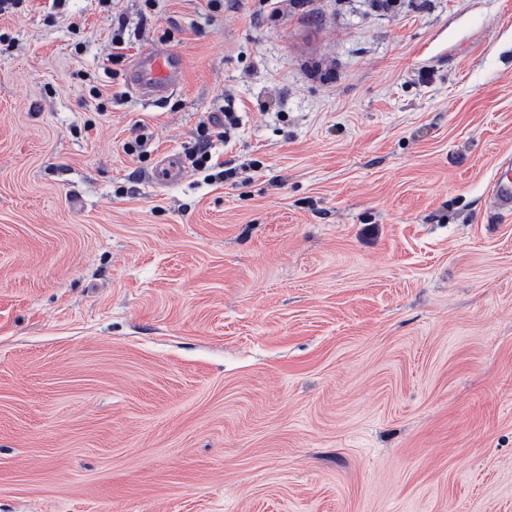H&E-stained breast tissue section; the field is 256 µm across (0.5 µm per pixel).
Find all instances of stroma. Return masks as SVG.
I'll return each instance as SVG.
<instances>
[{
    "instance_id": "stroma-1",
    "label": "stroma",
    "mask_w": 512,
    "mask_h": 512,
    "mask_svg": "<svg viewBox=\"0 0 512 512\" xmlns=\"http://www.w3.org/2000/svg\"><path fill=\"white\" fill-rule=\"evenodd\" d=\"M509 155L512 0L0 14V512H512ZM181 60L171 49L156 46L142 52L129 70L128 84L145 100L164 98L172 93L182 77ZM209 126H204L201 131L200 138L189 151V158L192 165L197 171H214L207 174V179L224 181L225 178L232 177L236 174L235 168L224 169V163L212 164V155L209 152L211 133ZM491 208L505 215L512 214V159L502 160L494 172L487 196Z\"/></svg>"
}]
</instances>
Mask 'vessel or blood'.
<instances>
[{
  "label": "vessel or blood",
  "instance_id": "obj_1",
  "mask_svg": "<svg viewBox=\"0 0 512 512\" xmlns=\"http://www.w3.org/2000/svg\"><path fill=\"white\" fill-rule=\"evenodd\" d=\"M181 60L171 49L156 46L142 52L128 73L132 91L145 100L164 98L178 86L182 77ZM488 200L496 212L512 214V159L502 160L488 189Z\"/></svg>",
  "mask_w": 512,
  "mask_h": 512
}]
</instances>
